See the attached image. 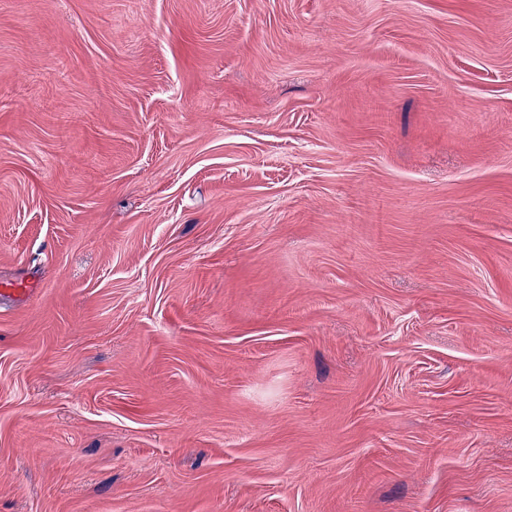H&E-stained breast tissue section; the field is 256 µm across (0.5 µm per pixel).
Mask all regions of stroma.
Here are the masks:
<instances>
[{
	"label": "stroma",
	"instance_id": "35a3bbf8",
	"mask_svg": "<svg viewBox=\"0 0 512 512\" xmlns=\"http://www.w3.org/2000/svg\"><path fill=\"white\" fill-rule=\"evenodd\" d=\"M1 284L0 512H512V0H0Z\"/></svg>",
	"mask_w": 512,
	"mask_h": 512
}]
</instances>
